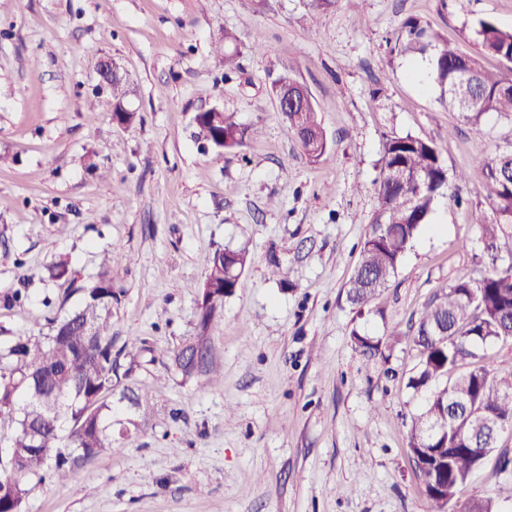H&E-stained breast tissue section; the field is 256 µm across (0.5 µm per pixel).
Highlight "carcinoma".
<instances>
[{"mask_svg":"<svg viewBox=\"0 0 512 512\" xmlns=\"http://www.w3.org/2000/svg\"><path fill=\"white\" fill-rule=\"evenodd\" d=\"M473 34L475 51L467 54L409 18L396 48L403 55L430 54L438 102L448 111L472 125L490 113L511 117L512 29L481 20ZM239 55L237 36L224 32L216 67L226 75L235 72ZM487 56L510 67L489 71L482 64ZM206 125L214 148L232 151L244 145L246 130L234 114L209 115ZM288 126L308 157L326 152L327 134L315 107L288 113ZM477 164L491 208L482 240L492 248L502 237L512 239V145L479 156ZM447 191L448 172L435 143L411 134L386 137L378 205L346 288L347 303L362 311L380 298ZM498 259L491 256L492 272L481 281L460 278L448 286L423 312L413 337L419 361L406 386L424 399L411 419L408 445L428 512H450L461 487L497 448L500 434L482 438L477 422L500 420L503 428H512V365L493 373L476 365L482 346L512 343V264ZM248 262L246 250L218 247L204 257L205 279L231 296L243 287ZM48 274L68 283L66 295H80L81 304L49 319L46 334L0 344V438L10 448L0 461V512H22L29 481H68L78 461L112 452L119 440L132 438L140 428L137 419H113L110 397L118 395L136 410L150 401L134 387L146 348L129 341L114 345L112 266L81 283L70 257L60 256ZM223 310L219 290L198 300L195 334L169 355L168 369L183 381L223 376L210 361L195 370L186 358L196 348L210 349ZM397 338L396 333L382 338L355 331L351 341L360 355L385 362Z\"/></svg>","mask_w":512,"mask_h":512,"instance_id":"cac0c4a2","label":"carcinoma"}]
</instances>
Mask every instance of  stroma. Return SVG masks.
Returning a JSON list of instances; mask_svg holds the SVG:
<instances>
[{
  "label": "stroma",
  "mask_w": 512,
  "mask_h": 512,
  "mask_svg": "<svg viewBox=\"0 0 512 512\" xmlns=\"http://www.w3.org/2000/svg\"><path fill=\"white\" fill-rule=\"evenodd\" d=\"M410 17L470 53L478 20L512 28V0H338L318 13L309 0H0V343L47 332L78 304L47 277L56 256L86 278L116 246L114 341L143 339L157 355L135 375L152 396L135 441L73 480L30 482L24 512H427L407 446L420 402L406 387L412 337L435 297L490 270L476 159L512 144V118L473 126L445 110L396 48ZM228 31L241 49L230 75L214 65ZM103 58L125 77L130 125L112 120ZM283 75L313 98L329 140L318 160L277 110ZM211 108L248 127L238 152L213 148L196 125ZM393 134L437 145L448 197L378 314L349 306L344 286ZM217 247L250 258L213 333L224 377L184 383L165 354L194 333ZM19 288L28 300L9 305ZM355 331L398 333L386 364L354 351ZM504 453L512 431L456 512L512 483Z\"/></svg>",
  "instance_id": "stroma-1"
}]
</instances>
